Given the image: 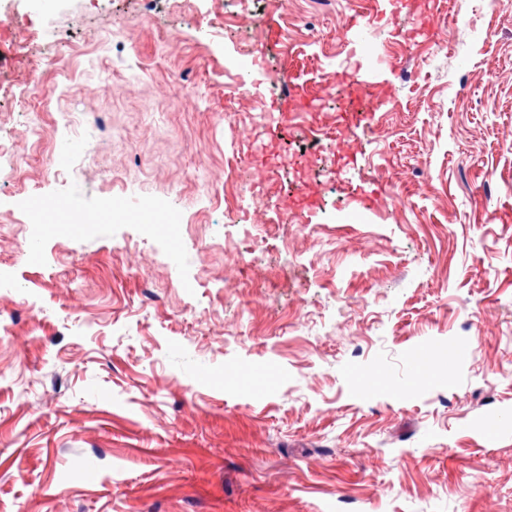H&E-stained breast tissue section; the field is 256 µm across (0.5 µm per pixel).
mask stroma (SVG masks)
<instances>
[{
  "mask_svg": "<svg viewBox=\"0 0 512 512\" xmlns=\"http://www.w3.org/2000/svg\"><path fill=\"white\" fill-rule=\"evenodd\" d=\"M285 7L0 0V512H512V0ZM378 60L348 162L304 129Z\"/></svg>",
  "mask_w": 512,
  "mask_h": 512,
  "instance_id": "35a3bbf8",
  "label": "stroma"
}]
</instances>
